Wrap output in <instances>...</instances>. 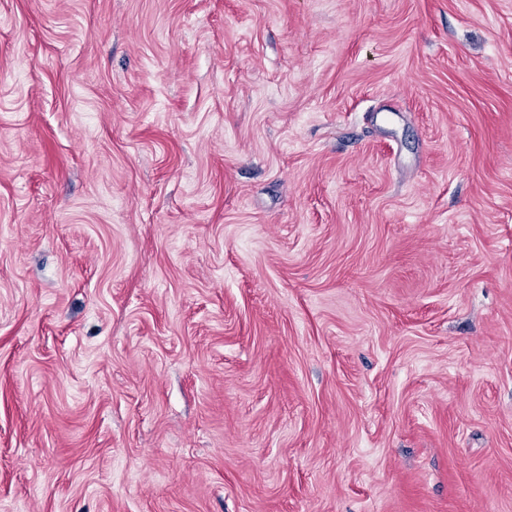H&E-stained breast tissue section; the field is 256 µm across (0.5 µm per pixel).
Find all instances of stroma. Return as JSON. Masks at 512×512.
I'll return each mask as SVG.
<instances>
[{
    "instance_id": "obj_1",
    "label": "stroma",
    "mask_w": 512,
    "mask_h": 512,
    "mask_svg": "<svg viewBox=\"0 0 512 512\" xmlns=\"http://www.w3.org/2000/svg\"><path fill=\"white\" fill-rule=\"evenodd\" d=\"M0 512H512V0H0Z\"/></svg>"
}]
</instances>
